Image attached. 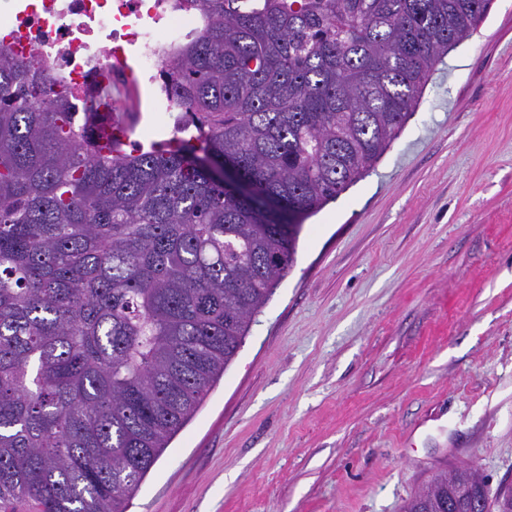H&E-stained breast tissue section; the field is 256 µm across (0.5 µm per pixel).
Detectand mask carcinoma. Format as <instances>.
I'll return each mask as SVG.
<instances>
[{"label":"carcinoma","instance_id":"cac0c4a2","mask_svg":"<svg viewBox=\"0 0 512 512\" xmlns=\"http://www.w3.org/2000/svg\"><path fill=\"white\" fill-rule=\"evenodd\" d=\"M491 0H174L162 91L192 141H96L0 52V512H127L294 266L288 230L374 169ZM227 160L251 188L215 179ZM512 512L473 463L403 512Z\"/></svg>","mask_w":512,"mask_h":512}]
</instances>
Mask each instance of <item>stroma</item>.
Masks as SVG:
<instances>
[{
  "mask_svg": "<svg viewBox=\"0 0 512 512\" xmlns=\"http://www.w3.org/2000/svg\"><path fill=\"white\" fill-rule=\"evenodd\" d=\"M129 144L190 139L150 73ZM512 483V0H493L296 263L129 512H401ZM483 498L485 512H512V486H500L491 496L473 463L453 465L436 473L426 487L407 501L403 512H470L474 499ZM448 506L442 509L441 505Z\"/></svg>",
  "mask_w": 512,
  "mask_h": 512,
  "instance_id": "35a3bbf8",
  "label": "stroma"
}]
</instances>
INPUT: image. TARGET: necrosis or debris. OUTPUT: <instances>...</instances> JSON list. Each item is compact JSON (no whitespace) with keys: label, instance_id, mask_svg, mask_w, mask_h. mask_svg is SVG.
Segmentation results:
<instances>
[{"label":"necrosis or debris","instance_id":"1","mask_svg":"<svg viewBox=\"0 0 512 512\" xmlns=\"http://www.w3.org/2000/svg\"><path fill=\"white\" fill-rule=\"evenodd\" d=\"M0 10V44L21 59L51 66L72 94L75 111L108 114L114 84H129L126 47H140L138 66L160 71L162 49L196 24L174 16L164 31L141 24L147 0H9Z\"/></svg>","mask_w":512,"mask_h":512}]
</instances>
